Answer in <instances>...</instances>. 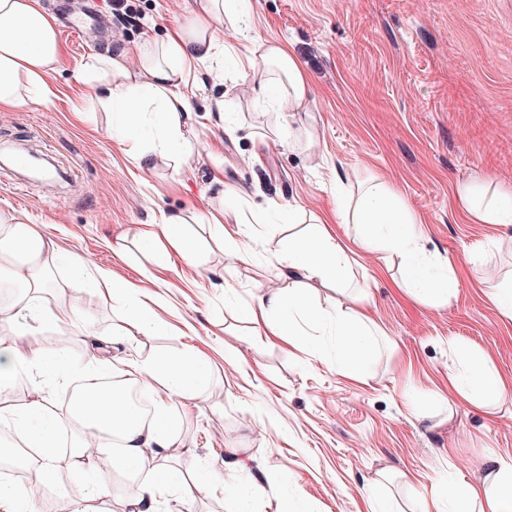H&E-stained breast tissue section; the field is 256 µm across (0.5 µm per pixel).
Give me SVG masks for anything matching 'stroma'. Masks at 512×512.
<instances>
[{
	"mask_svg": "<svg viewBox=\"0 0 512 512\" xmlns=\"http://www.w3.org/2000/svg\"><path fill=\"white\" fill-rule=\"evenodd\" d=\"M54 15L96 12L80 37L61 35L64 51L41 105L0 112V151L49 155L59 177L43 181L0 166V216L41 225L64 251L138 288L165 330L129 338L124 303H97L59 266L49 276L91 328L111 336L110 376L131 362L197 351L210 365L206 389L191 400L168 466L192 481L199 469L223 468L235 450L242 469L228 484L245 489L241 512H366L369 493L394 512H414L440 482L475 481L489 457L512 455V402L494 413L467 404L448 387L464 345L485 353L512 389V319L488 303L491 281L512 278V224H478L462 210L458 188L472 175L512 190V0H253L244 33H218L217 55L195 67L185 92L198 118L181 185L169 169H140L114 131L112 107L74 71L97 51L113 53L160 40L191 22L192 0H132V16L110 0H43ZM289 44L311 87L307 111L281 124L262 111L240 76L261 43ZM224 100L226 123L208 111ZM296 138L280 146L283 131ZM224 143V185L242 197L241 219L259 217L263 237L241 262L208 225L198 268L160 267L133 238L142 224L214 204L207 152ZM374 179L390 185L420 221L419 244L450 262L458 285L441 306L402 294V270L387 252L356 251L340 282L344 295L312 291L322 306L361 298L377 352L367 379L343 374L331 329L311 327L302 344L272 343L244 315L264 291L285 285L279 255L308 227L288 221L298 203L330 209L337 186ZM19 349L38 342L64 351L67 377L30 366L25 383L1 393L25 404L44 387L49 409L68 420L88 360L83 337L45 325L35 337L0 322V337ZM389 481L373 486L377 471ZM263 471L261 484L252 476ZM83 478L62 470L34 490L37 512H72ZM159 512H228L223 489L183 498L173 486Z\"/></svg>",
	"mask_w": 512,
	"mask_h": 512,
	"instance_id": "obj_1",
	"label": "stroma"
}]
</instances>
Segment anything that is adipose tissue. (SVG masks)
Returning <instances> with one entry per match:
<instances>
[{
  "mask_svg": "<svg viewBox=\"0 0 512 512\" xmlns=\"http://www.w3.org/2000/svg\"><path fill=\"white\" fill-rule=\"evenodd\" d=\"M253 10L252 0H194L190 26L168 29L159 41L144 42L131 52L89 57L75 72L79 81L95 79L107 90L113 108L120 112L125 137L131 144L141 168L164 165L180 173L188 163L189 146L196 136V115L184 87L193 64L211 61L218 48L216 34L220 26L244 28ZM63 54L62 43L52 17L40 0H0V111L26 103L44 102L49 92L48 77ZM257 103L265 111L283 117L307 111L310 86L296 57L284 45L266 43L250 60L245 71ZM157 111L158 131L150 140L138 132L148 108ZM459 201L465 211L482 224H512V191H488L480 181L460 187ZM355 224L359 232L355 246L363 249L386 248L401 260L405 271V294L428 304L448 302L455 294L453 266H437L418 247L415 218L400 196L381 182H372L355 192L340 195L333 215L306 212L299 204L288 208L292 224H312L310 234L289 244L282 259L286 287L260 295L246 315L265 335L288 346H296L304 329L324 320L336 324V361L343 372L355 379L370 374L375 354L370 347L368 310L355 309L336 301L331 310L314 304L307 284L337 282L350 267L349 249L343 247L328 229L330 221ZM188 224L221 227L225 245L236 258L248 260L259 238L244 225L224 226V208L207 212L186 208L164 217L162 223L141 225L137 237L151 250L158 264L179 261L196 267L201 255L194 241L185 233ZM67 264L74 280L85 282L96 299L117 301L131 299L126 315L138 333L159 331L146 304L133 300L134 289L108 272L92 273L83 258L61 250L37 224L0 219V278L15 285L18 292L13 304L0 312V321L19 322L28 316L54 326L71 327L78 335L90 336L88 323L78 322L73 308L57 303L44 304L39 296L50 271ZM464 367L448 371L451 390L469 404L489 408L506 399L507 394L493 366L483 353L465 348ZM35 364L63 376L68 372L63 352L46 355L35 344L20 351L11 339L0 338V392L10 388L21 365ZM111 367L101 348H94L86 368L91 379L78 397L75 420L79 428H92L101 434L119 432L117 445L102 443L100 451L112 455L117 468L127 473H145L149 480L140 484L127 500L129 512H158L155 488L161 482L177 483L178 471L165 465L170 448L176 447L177 422L166 403H159L151 423L138 420L126 405L119 390L96 384ZM134 383L152 389L162 382L169 396L193 397L208 381L209 367L202 355L184 352L165 358H145L131 366ZM42 391H34L23 408L0 399V419L12 418L13 435L18 443L36 449V456L16 458L18 466L32 470V483H0V512H31L33 486L57 471L81 472L88 488L87 497L75 505L74 512H99L96 503L107 489L86 454L85 439H77L70 452L55 453L53 445L60 432V421L47 408ZM419 512H512V456L490 458L482 479L476 483L449 486L443 496L421 502Z\"/></svg>",
  "mask_w": 512,
  "mask_h": 512,
  "instance_id": "1",
  "label": "adipose tissue"
}]
</instances>
